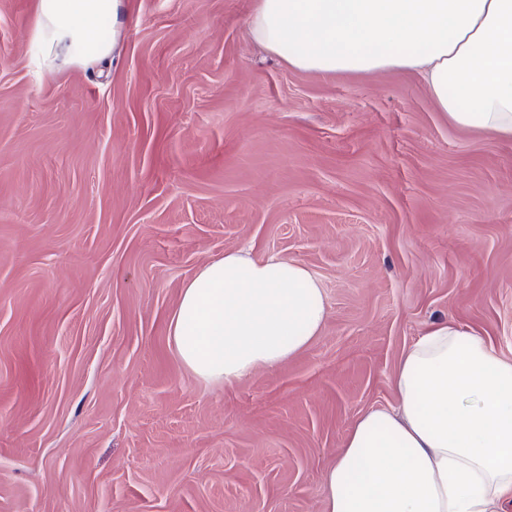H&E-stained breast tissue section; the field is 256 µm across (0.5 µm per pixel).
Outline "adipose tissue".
Instances as JSON below:
<instances>
[{
  "label": "adipose tissue",
  "mask_w": 512,
  "mask_h": 512,
  "mask_svg": "<svg viewBox=\"0 0 512 512\" xmlns=\"http://www.w3.org/2000/svg\"><path fill=\"white\" fill-rule=\"evenodd\" d=\"M124 0H35L38 72L106 60ZM251 38L320 75H418L443 118L512 141V0H255ZM327 319L302 263L231 251L181 289L168 337L207 385H230L305 350ZM396 405L364 413L324 475L323 512H504L512 503V359L450 319L432 322L397 365Z\"/></svg>",
  "instance_id": "obj_1"
}]
</instances>
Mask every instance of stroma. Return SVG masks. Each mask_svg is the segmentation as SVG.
Returning <instances> with one entry per match:
<instances>
[{
  "label": "stroma",
  "mask_w": 512,
  "mask_h": 512,
  "mask_svg": "<svg viewBox=\"0 0 512 512\" xmlns=\"http://www.w3.org/2000/svg\"><path fill=\"white\" fill-rule=\"evenodd\" d=\"M113 58L36 78L0 0V512H322L356 420L451 318L512 358V142L420 78L301 72L254 0H126ZM305 264L325 326L205 385L168 320L210 260Z\"/></svg>",
  "instance_id": "1"
}]
</instances>
